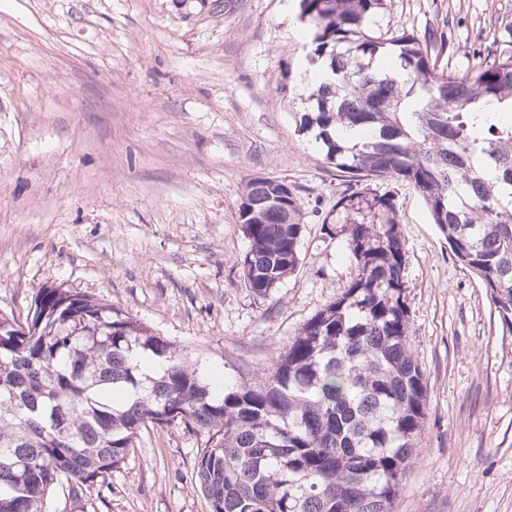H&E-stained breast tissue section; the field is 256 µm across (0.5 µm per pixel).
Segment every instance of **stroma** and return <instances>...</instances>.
Listing matches in <instances>:
<instances>
[{
	"label": "stroma",
	"mask_w": 512,
	"mask_h": 512,
	"mask_svg": "<svg viewBox=\"0 0 512 512\" xmlns=\"http://www.w3.org/2000/svg\"><path fill=\"white\" fill-rule=\"evenodd\" d=\"M287 0H0V313L44 285L94 296L187 349L226 384L348 288L329 235L346 183L295 132L313 89ZM381 23L433 30L461 74L512 56V0H386ZM292 185L297 270L264 296L241 276L249 179ZM406 244L410 350L427 384L417 461L394 512H512V332L453 257L417 191L384 179ZM200 436L141 431L120 469L51 512H208Z\"/></svg>",
	"instance_id": "1"
}]
</instances>
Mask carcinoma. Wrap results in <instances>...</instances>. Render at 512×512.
Returning <instances> with one entry per match:
<instances>
[{
	"instance_id": "obj_1",
	"label": "carcinoma",
	"mask_w": 512,
	"mask_h": 512,
	"mask_svg": "<svg viewBox=\"0 0 512 512\" xmlns=\"http://www.w3.org/2000/svg\"><path fill=\"white\" fill-rule=\"evenodd\" d=\"M384 0H300L307 59L335 76L297 113L349 183L418 192L451 253L512 330V57L462 75L437 69L430 38L373 29ZM396 59L400 81L379 72ZM495 177L486 178V169ZM241 270L266 295L300 261L297 195L250 180L238 208ZM336 223L358 274L306 321L264 378L216 391L184 349L94 297L40 288L24 323L0 313V512H50L120 468L141 430L203 437L196 475L209 512H392L424 428L427 386L407 347L405 241L394 199L342 195ZM161 364L153 375L142 362Z\"/></svg>"
}]
</instances>
